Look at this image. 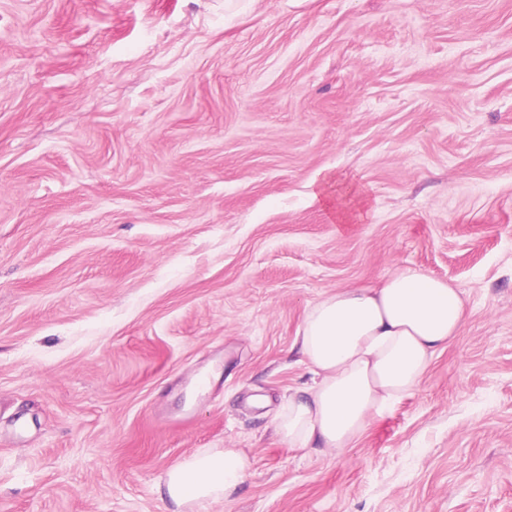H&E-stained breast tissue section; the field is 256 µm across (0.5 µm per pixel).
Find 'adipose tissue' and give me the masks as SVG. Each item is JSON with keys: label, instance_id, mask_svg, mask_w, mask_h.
I'll return each instance as SVG.
<instances>
[{"label": "adipose tissue", "instance_id": "adipose-tissue-1", "mask_svg": "<svg viewBox=\"0 0 512 512\" xmlns=\"http://www.w3.org/2000/svg\"><path fill=\"white\" fill-rule=\"evenodd\" d=\"M466 318L460 289L409 266L325 295L308 308L297 337L312 379L289 395L278 436L297 449L349 448L418 386ZM247 470L237 449L209 451L170 468L165 487L179 507L225 499Z\"/></svg>", "mask_w": 512, "mask_h": 512}]
</instances>
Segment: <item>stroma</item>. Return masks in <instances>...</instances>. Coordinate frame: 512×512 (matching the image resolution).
<instances>
[{"label": "stroma", "instance_id": "stroma-1", "mask_svg": "<svg viewBox=\"0 0 512 512\" xmlns=\"http://www.w3.org/2000/svg\"><path fill=\"white\" fill-rule=\"evenodd\" d=\"M404 266L458 336L283 445L308 307ZM224 448L205 512H512V0H0V505L174 512ZM330 178L325 175L320 181H315L316 189L313 191L314 200L323 203L330 210H336V221L340 224H353L364 218V213L359 208H350L339 198L330 193ZM247 458L235 448L194 455L169 469L165 487L178 509L228 498L244 481Z\"/></svg>", "mask_w": 512, "mask_h": 512}]
</instances>
